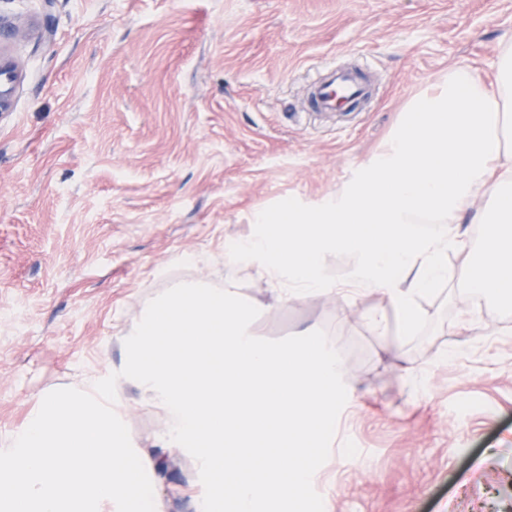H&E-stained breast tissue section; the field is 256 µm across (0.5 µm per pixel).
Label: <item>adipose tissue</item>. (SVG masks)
<instances>
[{"label":"adipose tissue","instance_id":"ef3b65f1","mask_svg":"<svg viewBox=\"0 0 512 512\" xmlns=\"http://www.w3.org/2000/svg\"><path fill=\"white\" fill-rule=\"evenodd\" d=\"M421 216L441 232L417 234ZM474 224L485 225L484 243L459 285L511 307L512 38L490 68L453 66L414 97L393 137L336 199L261 215L224 260L298 295L326 290V254H349L348 283L383 290L409 330L422 318L418 298L447 280L448 254L466 248Z\"/></svg>","mask_w":512,"mask_h":512}]
</instances>
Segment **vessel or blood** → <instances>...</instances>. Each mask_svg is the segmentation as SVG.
Wrapping results in <instances>:
<instances>
[{"label": "vessel or blood", "mask_w": 512, "mask_h": 512, "mask_svg": "<svg viewBox=\"0 0 512 512\" xmlns=\"http://www.w3.org/2000/svg\"><path fill=\"white\" fill-rule=\"evenodd\" d=\"M371 96V86L364 73L336 69L313 83L309 106L315 112H357L365 107Z\"/></svg>", "instance_id": "1"}]
</instances>
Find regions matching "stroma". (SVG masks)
Instances as JSON below:
<instances>
[{"mask_svg":"<svg viewBox=\"0 0 512 512\" xmlns=\"http://www.w3.org/2000/svg\"><path fill=\"white\" fill-rule=\"evenodd\" d=\"M511 31L512 0H0L17 67L0 112V443L35 396L119 365L117 337L151 299L231 281L261 311L256 337L321 329L341 354L324 512H512V309L488 300L460 325L471 301L453 276L405 334L381 291L336 294L346 254L324 259L330 291L282 301L224 263L257 215L335 196L414 96L494 61ZM349 66L373 83L364 111L312 113L309 86ZM119 405L141 455L163 460L165 512H201L194 459L160 445L162 410L129 384Z\"/></svg>","mask_w":512,"mask_h":512,"instance_id":"obj_1","label":"stroma"}]
</instances>
